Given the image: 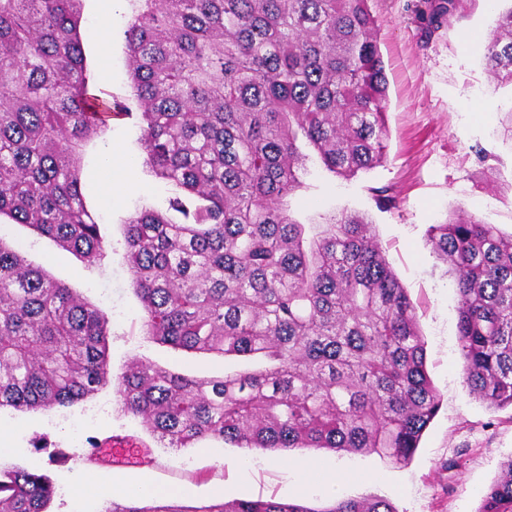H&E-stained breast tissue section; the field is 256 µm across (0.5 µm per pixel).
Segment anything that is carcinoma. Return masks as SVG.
I'll use <instances>...</instances> for the list:
<instances>
[{"label":"carcinoma","instance_id":"cac0c4a2","mask_svg":"<svg viewBox=\"0 0 512 512\" xmlns=\"http://www.w3.org/2000/svg\"><path fill=\"white\" fill-rule=\"evenodd\" d=\"M125 30L140 142L155 177L181 194L126 222L125 252L144 335L173 349L249 356L222 378L133 360L121 411L164 448L203 440L274 454L414 456L440 397L414 307L372 224L356 211L302 223L289 199L316 155L351 179L386 159L387 78L371 0H129ZM460 0H419L432 36ZM81 0H0V219L26 224L98 266L107 254L80 190L83 144L125 103L89 93ZM512 84V7L485 48ZM456 271L463 380L512 408V235L473 215L434 224ZM109 323L24 251L0 241V409L77 403L112 380ZM49 475L0 469V512H48ZM103 512H397L383 497L323 509L270 499ZM478 512H512V457Z\"/></svg>","mask_w":512,"mask_h":512}]
</instances>
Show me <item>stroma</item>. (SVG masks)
Wrapping results in <instances>:
<instances>
[{
  "mask_svg": "<svg viewBox=\"0 0 512 512\" xmlns=\"http://www.w3.org/2000/svg\"><path fill=\"white\" fill-rule=\"evenodd\" d=\"M415 4H371L388 79L386 162L349 180L309 165L290 202L302 220L342 210L367 214L415 306L440 408L413 459L399 466L374 454L296 449L281 465L271 452L223 443L176 452L157 445L138 420L121 413L108 385L70 407L0 410V465L48 474L55 485L51 512H101L104 496L92 490L78 498L70 493L75 479L93 471L111 480L116 499L129 487L149 484L192 506L220 497H275L320 512L337 497L382 496L397 512H477L502 462L512 456V409L488 407L463 381L456 275L433 253L428 235L431 225L459 212L512 233V141L503 135L512 86L491 82L485 70L484 46L493 34L495 12L485 0H463L460 12L429 38ZM129 11L127 0H83L80 32L93 93L129 96L124 35ZM102 25L110 30L104 42L94 36ZM111 150L135 160L113 170V180L128 185L114 199L105 196L98 174ZM143 157L134 117L109 121L103 134L82 148L90 172L81 186L83 198L100 220L108 249L102 265L85 264L21 224H0V241L22 246L31 261L106 313L113 373L135 358L186 375L221 377L244 369L243 360L175 350L142 333L143 313L124 250L125 222L144 204L167 209L175 195L143 165ZM379 188L395 196L393 208L377 207ZM112 436L147 449L151 464L123 466L91 458L93 444ZM57 448L65 452V462H51L50 452ZM331 478L336 481L332 491L325 487Z\"/></svg>",
  "mask_w": 512,
  "mask_h": 512,
  "instance_id": "stroma-1",
  "label": "stroma"
}]
</instances>
